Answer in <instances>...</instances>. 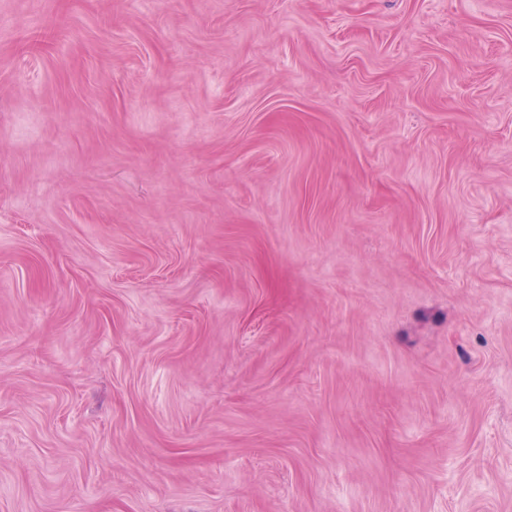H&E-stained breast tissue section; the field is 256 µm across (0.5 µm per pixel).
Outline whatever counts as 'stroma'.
<instances>
[{
	"label": "stroma",
	"instance_id": "obj_1",
	"mask_svg": "<svg viewBox=\"0 0 512 512\" xmlns=\"http://www.w3.org/2000/svg\"><path fill=\"white\" fill-rule=\"evenodd\" d=\"M0 512H512V0H0Z\"/></svg>",
	"mask_w": 512,
	"mask_h": 512
}]
</instances>
